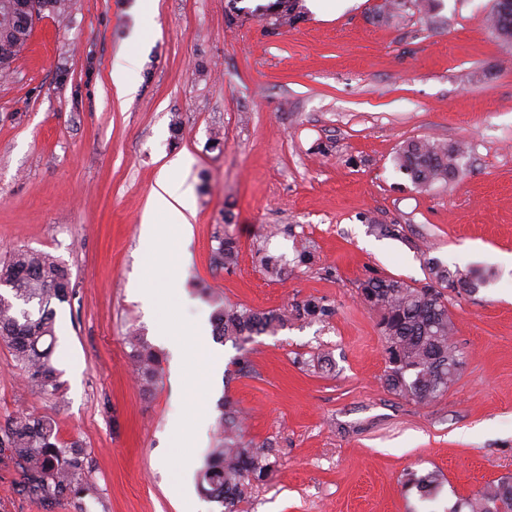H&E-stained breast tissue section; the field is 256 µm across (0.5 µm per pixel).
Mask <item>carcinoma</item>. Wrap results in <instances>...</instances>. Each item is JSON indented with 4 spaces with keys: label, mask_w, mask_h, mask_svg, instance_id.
Instances as JSON below:
<instances>
[{
    "label": "carcinoma",
    "mask_w": 512,
    "mask_h": 512,
    "mask_svg": "<svg viewBox=\"0 0 512 512\" xmlns=\"http://www.w3.org/2000/svg\"><path fill=\"white\" fill-rule=\"evenodd\" d=\"M38 12L49 11L62 18L69 0H38ZM422 10L427 0H387L384 14L393 17L408 6ZM300 0H276L270 14L276 27L292 25L300 16ZM496 37L512 44V0H495L489 16ZM32 24L0 22V74L11 70L26 48ZM460 148L455 144L413 139L399 148L394 162L418 188L459 177ZM237 241L229 231L218 238L214 260L225 271L238 265ZM267 273L275 278L285 274L280 257L262 259ZM436 284L416 287L393 277H373L360 285L363 304L378 317L389 368L383 377L386 390L394 395L429 403L443 396L455 383L462 352L453 341V322L448 298L439 285L458 283L473 292L481 280L469 273L450 272L438 265L431 268ZM0 345L9 349L24 382L31 389L59 398L62 383L52 363L55 345V316L51 304L65 303L73 296L69 269L52 254L16 248L0 261ZM213 336L242 350L254 337L276 333L299 319L325 321L334 308L310 299L292 308L255 309L212 299ZM133 368L144 388L151 387L159 374L157 354L136 333L127 336ZM274 448L267 443L246 441L241 435L237 411L228 401L222 404L216 423L213 448L199 479L209 497L224 506V512H239V505L253 485L269 479L274 471ZM13 466L20 474L19 491L44 506L82 498L85 485V451L78 442L59 438L56 422L48 416L20 413L0 425V466ZM408 483L423 496L437 492L440 475L430 471L413 474ZM448 512H512V476L485 484L475 493L457 499Z\"/></svg>",
    "instance_id": "cac0c4a2"
}]
</instances>
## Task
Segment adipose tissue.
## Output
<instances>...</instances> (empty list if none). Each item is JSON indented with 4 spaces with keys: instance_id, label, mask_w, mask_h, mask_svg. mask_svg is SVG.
I'll use <instances>...</instances> for the list:
<instances>
[{
    "instance_id": "ef3b65f1",
    "label": "adipose tissue",
    "mask_w": 512,
    "mask_h": 512,
    "mask_svg": "<svg viewBox=\"0 0 512 512\" xmlns=\"http://www.w3.org/2000/svg\"><path fill=\"white\" fill-rule=\"evenodd\" d=\"M158 215L164 216V223H155L154 218ZM192 215L188 191L174 190L165 178L157 181L141 224V239L145 247L154 248L166 237L188 241L193 232ZM139 296L146 306L160 313L158 334L172 355L173 373L184 395H191L197 386L210 385L219 357L208 344L206 315H199L190 325H179L170 320L164 292L160 287L140 289ZM190 353L196 356L197 366L189 372L184 368V360Z\"/></svg>"
}]
</instances>
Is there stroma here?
<instances>
[{
  "mask_svg": "<svg viewBox=\"0 0 512 512\" xmlns=\"http://www.w3.org/2000/svg\"><path fill=\"white\" fill-rule=\"evenodd\" d=\"M272 2L159 0L146 14L136 0H69L66 18L36 19L0 77V258L51 253L75 286L56 309L63 402L25 388L0 346V422L51 416L62 441L83 445L89 486L47 509L0 469V512H222L200 491L172 497L176 458L201 468L208 453L172 439L193 410L214 427L227 400L245 440L276 456L242 512H448L512 475V265L501 259L512 253V46L489 27L494 0H433L395 18L379 12L383 0H335L329 16L302 0L280 29L260 17ZM121 53L141 57L122 99L110 79ZM416 138L460 146L455 183L421 190L397 170V150ZM163 177L192 190L186 267L156 265L141 243ZM226 231L239 247L230 272L213 255ZM263 252L283 257L285 280L265 275ZM435 264L489 281L448 291L463 365L422 404L383 388L384 341L359 285L378 275L421 287ZM168 279L184 286L168 302L186 325L214 296L258 309L315 298L335 313L241 350L221 344L216 380L192 397L167 365L146 391L126 334L156 344L138 290ZM429 470L443 483L424 501L405 480Z\"/></svg>",
  "mask_w": 512,
  "mask_h": 512,
  "instance_id": "stroma-1",
  "label": "stroma"
}]
</instances>
